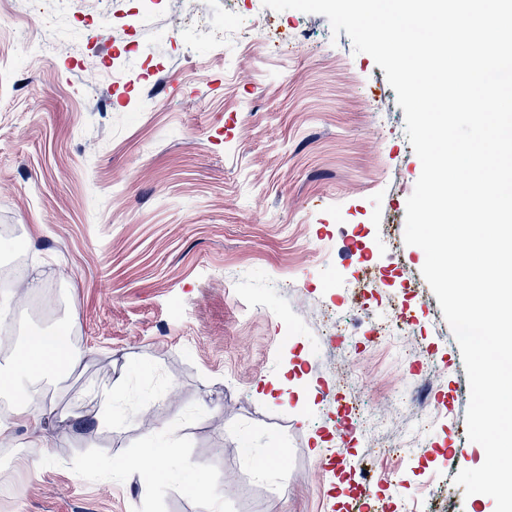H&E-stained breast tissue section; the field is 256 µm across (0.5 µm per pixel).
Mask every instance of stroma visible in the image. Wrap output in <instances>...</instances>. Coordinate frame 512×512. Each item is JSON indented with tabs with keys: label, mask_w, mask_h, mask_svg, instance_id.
Masks as SVG:
<instances>
[{
	"label": "stroma",
	"mask_w": 512,
	"mask_h": 512,
	"mask_svg": "<svg viewBox=\"0 0 512 512\" xmlns=\"http://www.w3.org/2000/svg\"><path fill=\"white\" fill-rule=\"evenodd\" d=\"M97 8L111 36L86 23ZM190 8L0 0V225L19 228L23 275L40 279L0 288V345L67 324L80 350L39 384L42 447L12 428L0 512H323L339 482L315 444L336 443L331 410L360 391L380 426L340 458L371 471L378 512H480L448 471L449 451L471 469L485 451L467 437V375L425 254L403 240L422 166L384 70L323 15L204 0L207 27L173 33L168 17ZM257 14L265 37L248 47ZM53 21L65 37L47 58L35 45ZM87 54L118 80L84 71ZM393 306L413 341L371 337ZM327 307L347 329L333 344ZM280 376L286 403L259 393ZM172 430L166 478L141 481L126 459ZM246 437L287 449V467L257 475ZM413 440L416 457L383 451Z\"/></svg>",
	"instance_id": "1"
}]
</instances>
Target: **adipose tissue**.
Instances as JSON below:
<instances>
[{
    "label": "adipose tissue",
    "instance_id": "ef3b65f1",
    "mask_svg": "<svg viewBox=\"0 0 512 512\" xmlns=\"http://www.w3.org/2000/svg\"><path fill=\"white\" fill-rule=\"evenodd\" d=\"M62 339L58 331L29 336L9 367L0 372V388L8 390L16 401V419H32L33 387L37 379L55 376L78 363V354L68 350Z\"/></svg>",
    "mask_w": 512,
    "mask_h": 512
}]
</instances>
